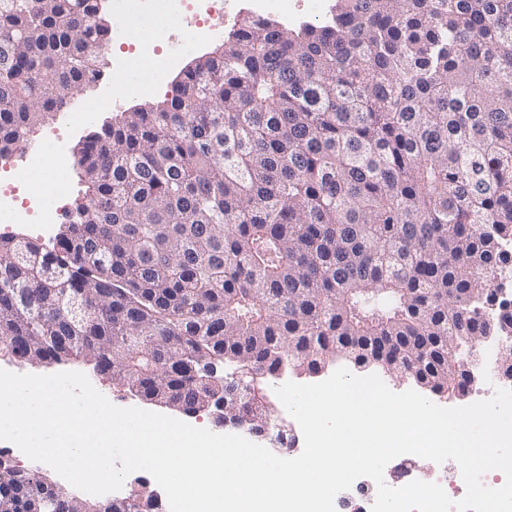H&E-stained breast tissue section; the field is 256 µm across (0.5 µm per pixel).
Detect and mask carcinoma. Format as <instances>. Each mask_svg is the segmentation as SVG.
Masks as SVG:
<instances>
[{
	"label": "carcinoma",
	"instance_id": "obj_1",
	"mask_svg": "<svg viewBox=\"0 0 512 512\" xmlns=\"http://www.w3.org/2000/svg\"><path fill=\"white\" fill-rule=\"evenodd\" d=\"M103 0H0V155L100 75ZM74 152L50 246L0 236V354L249 416L344 360L438 395L512 322V0H335L244 22ZM256 390L229 396L235 373ZM0 455V512H98ZM106 512H156L142 483Z\"/></svg>",
	"mask_w": 512,
	"mask_h": 512
}]
</instances>
